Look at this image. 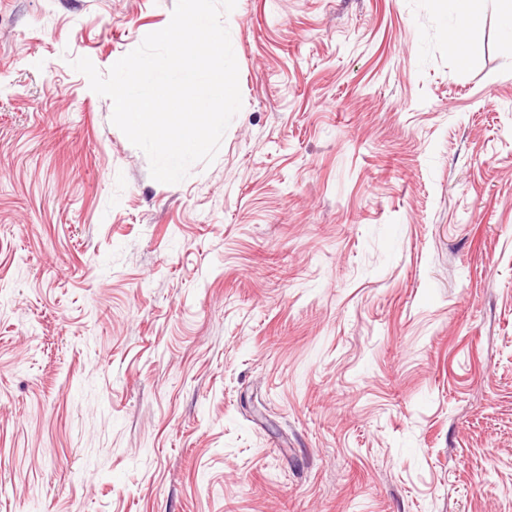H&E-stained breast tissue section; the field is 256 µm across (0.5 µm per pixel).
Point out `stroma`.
<instances>
[{
    "label": "stroma",
    "mask_w": 512,
    "mask_h": 512,
    "mask_svg": "<svg viewBox=\"0 0 512 512\" xmlns=\"http://www.w3.org/2000/svg\"><path fill=\"white\" fill-rule=\"evenodd\" d=\"M176 0H0V512H512V53L439 0H236L177 184L100 73Z\"/></svg>",
    "instance_id": "stroma-1"
}]
</instances>
